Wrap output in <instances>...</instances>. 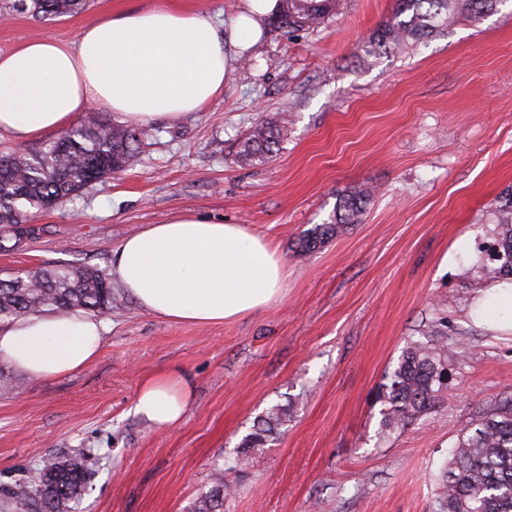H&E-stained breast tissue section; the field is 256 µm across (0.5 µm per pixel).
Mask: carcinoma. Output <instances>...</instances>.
Masks as SVG:
<instances>
[{"mask_svg":"<svg viewBox=\"0 0 512 512\" xmlns=\"http://www.w3.org/2000/svg\"><path fill=\"white\" fill-rule=\"evenodd\" d=\"M85 0H17L20 11L38 17L76 13ZM269 23L295 33L315 28L336 14L341 0H279ZM507 0H397L393 18L362 45L368 56L427 42L464 12L474 21L498 10ZM147 133L101 116H90L64 135L31 153L0 154V251L14 250L28 234L25 223L35 212L77 196L89 183L117 175L141 152ZM288 137V126L259 122L239 142L246 160L269 162ZM370 192L351 189L336 198L328 219L302 237L307 255L358 224ZM500 215L494 243L482 251V279L512 277V192L495 206ZM123 306L106 271L76 265L0 278V322L45 312L81 310L105 316ZM438 319L410 339L395 368L385 375L377 400L382 437L438 411L448 394V367L463 362L458 342L450 344ZM291 409L276 405L259 416L241 442L233 468L243 469L290 421ZM92 468L85 454L69 459L42 457L22 482L0 483V512H68L91 487ZM231 488L218 482L200 493L191 512H223ZM434 512H512V398L486 408L464 428L437 466L432 488Z\"/></svg>","mask_w":512,"mask_h":512,"instance_id":"1","label":"carcinoma"}]
</instances>
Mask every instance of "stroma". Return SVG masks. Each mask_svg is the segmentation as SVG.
I'll use <instances>...</instances> for the list:
<instances>
[{
	"label": "stroma",
	"mask_w": 512,
	"mask_h": 512,
	"mask_svg": "<svg viewBox=\"0 0 512 512\" xmlns=\"http://www.w3.org/2000/svg\"><path fill=\"white\" fill-rule=\"evenodd\" d=\"M211 12L227 29L243 0H87L39 19L0 0V53L31 38L73 41L119 9ZM396 0H343L316 30L264 31L231 56L223 93L203 111L148 124L126 172L34 214L0 277L68 263L111 270L146 225L193 214L245 224L288 268L281 301L231 323L152 315L127 299L107 317L98 358L35 381L0 361V482L41 457L95 458L75 512H189L217 479L224 512H431L432 472L479 410L512 397V312L478 316L477 246L489 203L512 188V0L475 22L458 15L412 51L365 55ZM287 121L275 160L242 162L240 137ZM351 187L371 196L361 223L308 255L303 233ZM468 354L438 412L380 436L375 395L406 341L435 319ZM185 383L180 423L132 407L144 381ZM292 409L247 472L243 437L273 405Z\"/></svg>",
	"instance_id": "35a3bbf8"
}]
</instances>
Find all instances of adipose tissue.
<instances>
[{
	"instance_id": "adipose-tissue-1",
	"label": "adipose tissue",
	"mask_w": 512,
	"mask_h": 512,
	"mask_svg": "<svg viewBox=\"0 0 512 512\" xmlns=\"http://www.w3.org/2000/svg\"><path fill=\"white\" fill-rule=\"evenodd\" d=\"M277 0H245L220 35L205 11L141 7L105 17L67 43L33 39L0 55V134L27 141L69 126L98 106L147 124L202 111L224 91L226 44L258 40ZM288 270L276 248L244 224L177 215L127 237L112 278L139 306L173 322L219 324L280 299ZM106 326L74 311L0 326V361L35 380L69 376L100 352ZM188 392L178 381H146L135 412L159 427L179 423Z\"/></svg>"
}]
</instances>
